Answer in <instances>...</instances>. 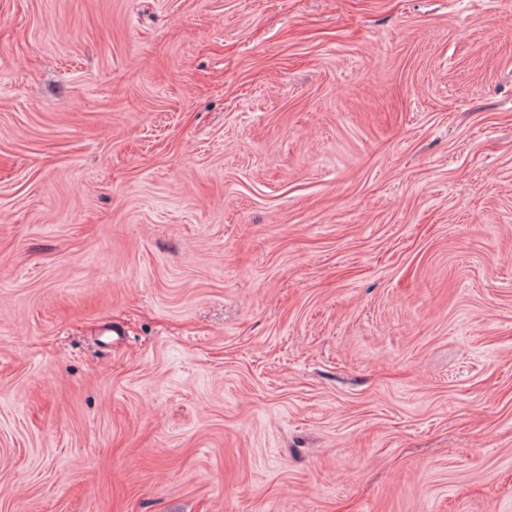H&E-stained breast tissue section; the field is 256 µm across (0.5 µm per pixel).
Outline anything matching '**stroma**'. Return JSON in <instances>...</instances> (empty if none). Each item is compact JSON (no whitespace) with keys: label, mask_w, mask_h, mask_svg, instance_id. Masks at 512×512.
Listing matches in <instances>:
<instances>
[{"label":"stroma","mask_w":512,"mask_h":512,"mask_svg":"<svg viewBox=\"0 0 512 512\" xmlns=\"http://www.w3.org/2000/svg\"><path fill=\"white\" fill-rule=\"evenodd\" d=\"M0 512H512V0H0Z\"/></svg>","instance_id":"35a3bbf8"}]
</instances>
